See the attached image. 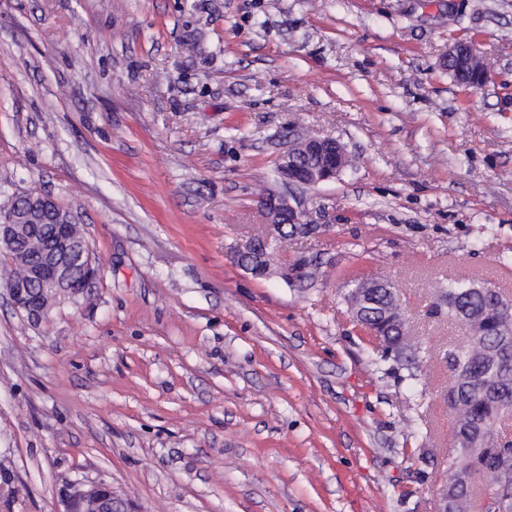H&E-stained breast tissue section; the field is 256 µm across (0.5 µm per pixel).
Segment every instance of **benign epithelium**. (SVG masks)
<instances>
[{
  "instance_id": "benign-epithelium-1",
  "label": "benign epithelium",
  "mask_w": 512,
  "mask_h": 512,
  "mask_svg": "<svg viewBox=\"0 0 512 512\" xmlns=\"http://www.w3.org/2000/svg\"><path fill=\"white\" fill-rule=\"evenodd\" d=\"M341 145L329 138H294L278 164L279 177L285 183L311 186L330 181L339 174L336 155ZM24 207L12 213H0V251L18 257L29 239L51 229L41 260L22 268L18 278L5 290L13 307L32 321L46 316L61 296L85 292L97 276L88 240L74 232L68 211L49 195L36 191L22 194ZM262 205L278 230L289 226L294 234H309L316 224L300 222L297 209L284 196H269ZM43 214L48 224H29L28 211ZM55 512H132L129 504L105 481H68L57 493Z\"/></svg>"
}]
</instances>
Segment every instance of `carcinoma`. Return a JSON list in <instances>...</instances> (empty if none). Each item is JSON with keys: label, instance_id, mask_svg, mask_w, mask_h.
Instances as JSON below:
<instances>
[{"label": "carcinoma", "instance_id": "obj_1", "mask_svg": "<svg viewBox=\"0 0 512 512\" xmlns=\"http://www.w3.org/2000/svg\"><path fill=\"white\" fill-rule=\"evenodd\" d=\"M480 60L465 68L458 83L482 84ZM447 306L448 319L463 318L474 330L462 346L448 349L446 367L451 379L448 394L456 397L453 433L455 456L448 461V512L465 507L469 512H499L505 498L512 499V445L503 427L512 420V302L498 291H488L473 281L453 280L438 297ZM348 301L357 310V323L375 340L372 364L393 362L407 371L406 379L417 380L423 348L407 343L402 329L406 319L385 288L349 292ZM468 458L473 466L469 480L459 479L457 459ZM495 469L500 481L480 494L481 471Z\"/></svg>", "mask_w": 512, "mask_h": 512}]
</instances>
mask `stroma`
Listing matches in <instances>:
<instances>
[{"mask_svg":"<svg viewBox=\"0 0 512 512\" xmlns=\"http://www.w3.org/2000/svg\"><path fill=\"white\" fill-rule=\"evenodd\" d=\"M292 134L348 165L289 190ZM0 191L52 196L98 269L37 323L0 287V512L77 478L135 512H438L466 332L431 304L512 298V0H0ZM269 192L318 231L280 237ZM360 281L396 290L418 388L372 364Z\"/></svg>","mask_w":512,"mask_h":512,"instance_id":"stroma-1","label":"stroma"}]
</instances>
